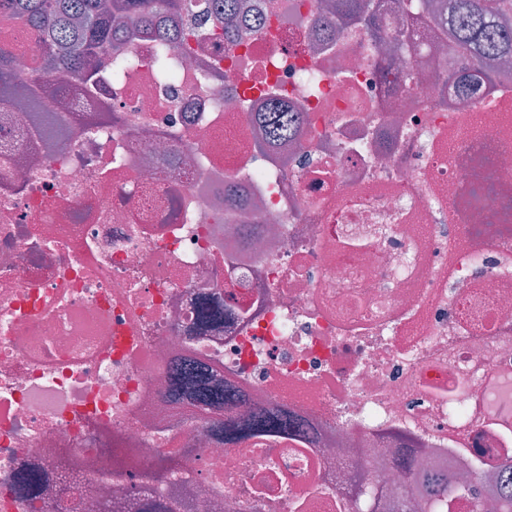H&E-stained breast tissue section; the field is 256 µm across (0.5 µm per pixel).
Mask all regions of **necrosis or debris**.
<instances>
[{"instance_id":"necrosis-or-debris-1","label":"necrosis or debris","mask_w":512,"mask_h":512,"mask_svg":"<svg viewBox=\"0 0 512 512\" xmlns=\"http://www.w3.org/2000/svg\"><path fill=\"white\" fill-rule=\"evenodd\" d=\"M368 2L404 58L358 21L322 42L321 0H252L263 27L170 79L135 29L122 81L53 98V142L0 107V512H29L9 487L30 464L77 484L80 512L158 494L173 512H337L352 465L381 498L408 488L404 450L464 449L479 487L512 464V393L488 396L512 375V79L441 90L473 60L432 18ZM265 83L304 115L284 167L258 151ZM205 295L222 325L198 326ZM184 356L308 436L224 445L174 417ZM113 448L141 468L112 470Z\"/></svg>"}]
</instances>
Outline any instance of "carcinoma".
I'll list each match as a JSON object with an SVG mask.
<instances>
[{"mask_svg": "<svg viewBox=\"0 0 512 512\" xmlns=\"http://www.w3.org/2000/svg\"><path fill=\"white\" fill-rule=\"evenodd\" d=\"M512 0H455L450 24L454 49L471 55L477 62L486 59H512V27L504 14ZM366 0H328V12L362 17ZM248 12L244 0H0V23L24 30L35 48L28 80L35 88L49 90L48 96L30 94L17 85L16 48L0 39V103L21 101L27 118L40 126L49 139L60 133L52 107L47 104L57 92L54 81L77 78L84 95L94 96L96 76L108 72L115 80L123 78L133 60L121 53L130 25L151 26L158 16L167 23L157 27L160 46L155 66L162 70L172 57L196 53L205 44L228 35ZM269 143L285 146L295 136L299 113L288 111L278 96H268L264 111L254 113ZM198 319L204 326L224 321V305L211 300L200 302ZM168 394L180 409L213 416L215 434L228 444H241L253 437L298 435L300 425L287 413L256 407L247 417L224 416V404L239 405V395L226 390L224 382L200 364L174 361L167 369ZM117 466L137 468L138 459L130 448H117ZM499 512H512V469L495 475ZM417 492L403 494L393 501L391 512H448V464L417 470ZM355 496L338 505V512H381L383 505L368 487L365 474L357 475ZM13 491L34 512H42L44 478L36 468H24L14 476ZM135 512H170L160 499L139 500Z\"/></svg>", "mask_w": 512, "mask_h": 512, "instance_id": "carcinoma-1", "label": "carcinoma"}]
</instances>
